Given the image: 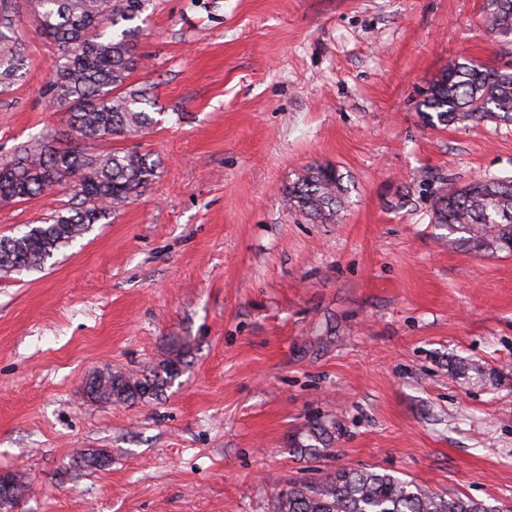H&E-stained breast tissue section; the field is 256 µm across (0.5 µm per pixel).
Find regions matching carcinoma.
I'll return each instance as SVG.
<instances>
[{
	"label": "carcinoma",
	"mask_w": 512,
	"mask_h": 512,
	"mask_svg": "<svg viewBox=\"0 0 512 512\" xmlns=\"http://www.w3.org/2000/svg\"><path fill=\"white\" fill-rule=\"evenodd\" d=\"M148 0H33L38 31L56 47L47 94L80 141L134 135L154 121L149 93L129 79L143 66L136 52L139 27L115 30L146 11ZM486 28L512 37V0H490ZM29 59L12 0H0V92L24 77ZM433 125L490 121L512 123V71L457 59L433 81L419 102ZM159 164L134 149L90 154L60 147L49 134L0 160V203H19L66 191L73 203L48 212L20 236L0 239V271L39 270L54 252L89 227L139 197L157 177ZM343 174L315 166L288 186V207L330 220L342 204ZM436 224L457 226L486 249L512 252V178L489 177L465 185L449 183L434 202ZM183 365L170 356L146 372L105 371L97 402L135 403L157 397ZM273 512H499L469 498L447 497L413 481L366 468H344L313 485L279 491Z\"/></svg>",
	"instance_id": "obj_1"
}]
</instances>
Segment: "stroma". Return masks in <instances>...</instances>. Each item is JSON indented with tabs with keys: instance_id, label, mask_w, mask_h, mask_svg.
Returning <instances> with one entry per match:
<instances>
[{
	"instance_id": "35a3bbf8",
	"label": "stroma",
	"mask_w": 512,
	"mask_h": 512,
	"mask_svg": "<svg viewBox=\"0 0 512 512\" xmlns=\"http://www.w3.org/2000/svg\"><path fill=\"white\" fill-rule=\"evenodd\" d=\"M30 59L0 94V156L56 134L53 45L15 0ZM487 0H149L137 38L158 123L86 152L158 175L45 267L0 272V470L20 512H271L289 484L367 468L512 512V252L432 220L448 182L512 177V124H426L463 57L512 66ZM315 165L335 221L285 203ZM68 193L0 204V238ZM185 367L158 398L99 404L86 379ZM329 439L301 456L312 424ZM102 449L109 466L69 468Z\"/></svg>"
}]
</instances>
